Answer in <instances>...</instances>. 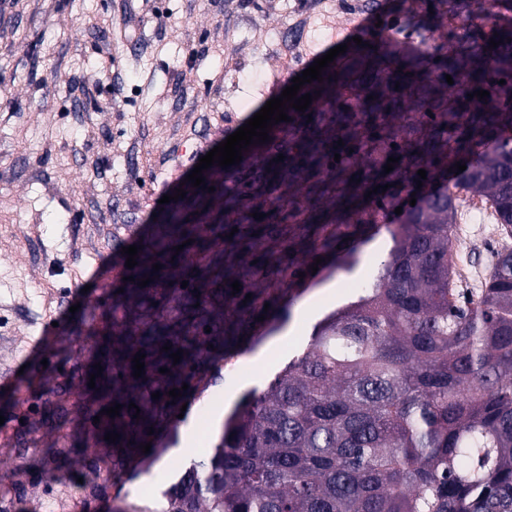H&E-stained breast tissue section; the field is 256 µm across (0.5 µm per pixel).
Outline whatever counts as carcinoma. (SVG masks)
I'll return each mask as SVG.
<instances>
[{
	"mask_svg": "<svg viewBox=\"0 0 512 512\" xmlns=\"http://www.w3.org/2000/svg\"><path fill=\"white\" fill-rule=\"evenodd\" d=\"M496 4L456 0L476 13ZM496 33L503 43L491 48L480 26L451 31L440 64L427 60L400 73L389 64L384 32L357 49L377 65L380 83L413 87L423 98L431 82L465 74L448 111L434 113L421 103L423 114H433L424 139L414 130L402 136L389 129L394 101L379 94L353 107L337 105L339 88L323 74L314 118L336 125L350 149L377 154L370 164L377 178L351 197L345 218L323 225L320 234L296 225L289 249L300 259L288 265V282L312 276L318 257L335 259L338 271L352 270L360 247L381 228L374 216L395 203L402 207L399 222L386 225L393 247L376 276L313 326L307 345L264 390L242 397L199 467L163 493L161 512H512V250L497 252L484 287L459 288L451 263L453 196L410 205L418 170L430 181L479 152L467 185L492 200L497 223L512 236V151L501 145L512 131V32ZM477 90L490 93L491 105L468 97ZM323 151L319 137L308 133L288 148V161L300 157L316 166ZM336 153L331 170L352 178L349 149ZM390 156L399 162L386 174ZM385 184V193L365 197ZM246 292L252 294L246 304H224L218 340L190 330L173 336L157 325L113 346L112 370L122 377L112 382V401L122 409L112 432L120 438L107 452L112 471L89 480L90 497L104 494L128 459L142 453L149 428L158 432L173 416L169 390L192 384L249 341L257 316H277L276 293ZM166 344L182 351L179 363L162 350ZM137 353L146 354L138 379L132 376ZM161 367L169 372L159 373ZM137 412L140 418H132Z\"/></svg>",
	"mask_w": 512,
	"mask_h": 512,
	"instance_id": "cac0c4a2",
	"label": "carcinoma"
}]
</instances>
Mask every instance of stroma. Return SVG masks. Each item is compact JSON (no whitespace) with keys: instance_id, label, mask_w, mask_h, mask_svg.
Returning a JSON list of instances; mask_svg holds the SVG:
<instances>
[{"instance_id":"1","label":"stroma","mask_w":512,"mask_h":512,"mask_svg":"<svg viewBox=\"0 0 512 512\" xmlns=\"http://www.w3.org/2000/svg\"><path fill=\"white\" fill-rule=\"evenodd\" d=\"M363 0H0V373L18 377L25 395L0 387V421L19 426L23 474L0 487L14 512L54 504L79 478L111 468L109 457L72 463L77 448H101L112 429V344L156 324L193 325L224 333V277L213 256L244 268L247 288H276L288 319L263 324L230 363H217L185 392L187 408L165 451L150 465L134 463L111 495L87 512H118L119 503L160 496L202 458L201 438L216 442L225 417L251 390H263L313 325L342 304L348 285L370 279L392 246L380 232L364 246L352 272L325 270L317 282L289 284L288 213L308 227L336 221L338 198L357 183H336L328 169L289 170L278 155L314 128L328 146L336 127L310 125L291 111L272 125L263 152L205 173V188L186 177L199 159L243 126L294 77L329 49L328 27L360 10ZM302 31L292 49L274 41L293 20ZM448 35L415 25L390 51L399 59L437 58ZM335 72L341 97L353 104L379 84L372 67L345 52ZM317 204H309L312 183ZM186 195L174 199L176 189ZM261 213L243 224L226 209L224 193ZM170 195L160 203L161 195ZM179 211L195 229L178 254L156 252ZM223 225L212 233V225ZM457 254L482 287L506 241L495 224L453 227ZM138 245L127 268L123 247ZM88 289L90 305L71 311ZM62 333L46 368L23 369L44 323ZM102 374H95V366ZM209 406V430L195 421ZM53 448L57 462L44 460Z\"/></svg>"}]
</instances>
